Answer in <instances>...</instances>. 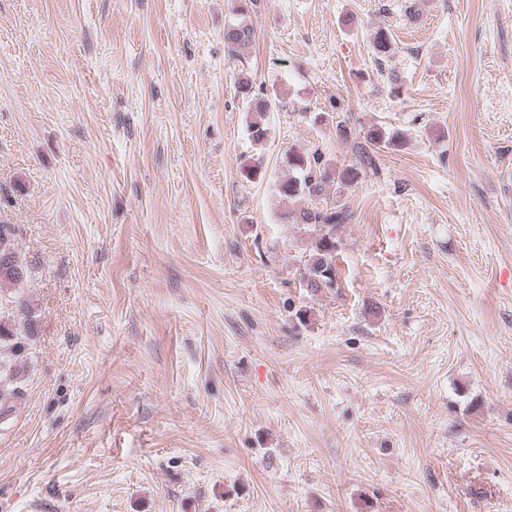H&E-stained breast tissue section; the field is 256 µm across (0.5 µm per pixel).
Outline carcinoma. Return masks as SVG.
Instances as JSON below:
<instances>
[{
    "instance_id": "obj_1",
    "label": "carcinoma",
    "mask_w": 512,
    "mask_h": 512,
    "mask_svg": "<svg viewBox=\"0 0 512 512\" xmlns=\"http://www.w3.org/2000/svg\"><path fill=\"white\" fill-rule=\"evenodd\" d=\"M258 0H234L232 12L236 21L224 28V41L233 55L248 48L256 38L249 22L250 14L257 8ZM377 65L387 62L395 52V39L390 29L376 31L372 43ZM240 92L249 99V136L260 144L267 136L266 112L277 106L279 99H269L253 85L244 81ZM365 141L371 145L399 147L404 135L398 130L371 126L364 132ZM288 176L278 184V193L288 201H313L326 195V188L334 183L348 186L358 181L364 166L372 164L371 158L341 167L329 162L319 148H292L286 157ZM292 223L303 224L311 233L308 259L305 262L302 282L307 291L316 294L339 286L336 257L340 240L336 229L351 221L352 214L339 201L323 206L294 207L289 212ZM16 229L12 224H0V406L8 407L23 396L25 377L24 358L29 343L38 336L37 315L21 292H10L8 287L18 286L23 271L17 253Z\"/></svg>"
}]
</instances>
